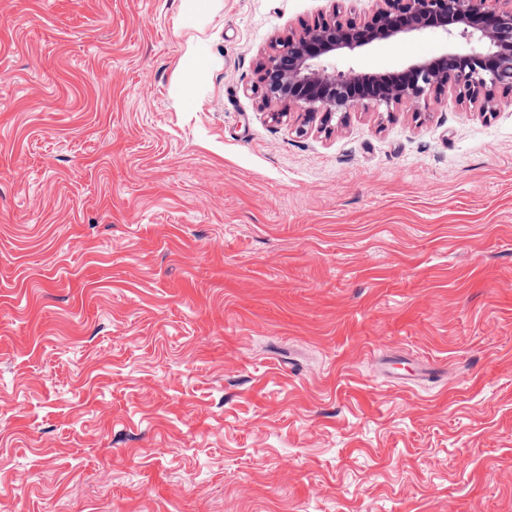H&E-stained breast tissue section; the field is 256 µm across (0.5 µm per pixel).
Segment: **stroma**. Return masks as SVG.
Returning <instances> with one entry per match:
<instances>
[{
	"mask_svg": "<svg viewBox=\"0 0 512 512\" xmlns=\"http://www.w3.org/2000/svg\"><path fill=\"white\" fill-rule=\"evenodd\" d=\"M185 9L0 0V500L512 512V95L281 118L260 52L328 0Z\"/></svg>",
	"mask_w": 512,
	"mask_h": 512,
	"instance_id": "stroma-1",
	"label": "stroma"
}]
</instances>
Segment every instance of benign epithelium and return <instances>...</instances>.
Segmentation results:
<instances>
[{
    "instance_id": "benign-epithelium-1",
    "label": "benign epithelium",
    "mask_w": 512,
    "mask_h": 512,
    "mask_svg": "<svg viewBox=\"0 0 512 512\" xmlns=\"http://www.w3.org/2000/svg\"><path fill=\"white\" fill-rule=\"evenodd\" d=\"M427 29L459 37L468 48L409 64L388 74L336 69L331 58L378 41L398 42ZM263 101L306 115L347 118L370 104H422L452 91L484 113L496 112L497 93H512V0H374L370 16L331 0L329 17L300 31L277 34L260 52Z\"/></svg>"
}]
</instances>
